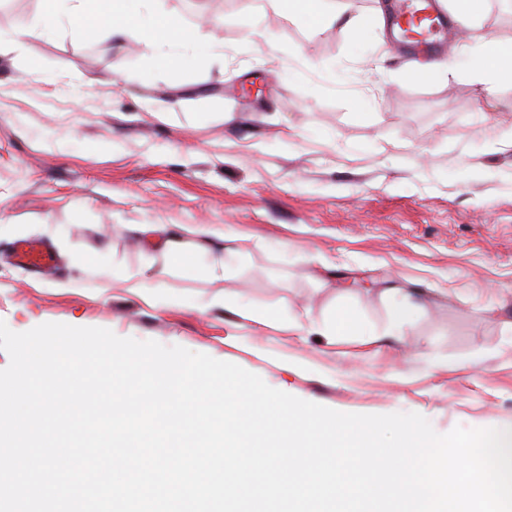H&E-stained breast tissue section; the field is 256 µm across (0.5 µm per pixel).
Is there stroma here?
<instances>
[{
    "instance_id": "stroma-1",
    "label": "stroma",
    "mask_w": 512,
    "mask_h": 512,
    "mask_svg": "<svg viewBox=\"0 0 512 512\" xmlns=\"http://www.w3.org/2000/svg\"><path fill=\"white\" fill-rule=\"evenodd\" d=\"M198 28L222 56L179 48L159 68L142 43L57 32L0 58V320L102 327L235 363L328 408L414 412L440 434L512 427V84L487 103L462 64L475 32L512 36V0L481 29L449 36L447 61L419 80L388 52L376 0L358 31L312 32L269 0H134ZM191 225L235 249L170 263L137 230ZM37 239L58 270L14 263ZM163 283L184 307L160 311L121 283ZM423 289L408 328L385 337L400 291ZM224 291L325 323L349 310L362 345L261 331L195 306Z\"/></svg>"
}]
</instances>
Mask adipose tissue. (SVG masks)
Segmentation results:
<instances>
[{"label":"adipose tissue","mask_w":512,"mask_h":512,"mask_svg":"<svg viewBox=\"0 0 512 512\" xmlns=\"http://www.w3.org/2000/svg\"><path fill=\"white\" fill-rule=\"evenodd\" d=\"M69 13L73 20L90 19L91 29L107 28L112 37L125 39L137 37L146 46L156 52L159 65L170 67L179 61L177 50L183 46H193L202 57H209L211 45L201 43L198 34L183 28L174 16L159 13L148 22H140L130 16L122 15L124 0H68ZM482 66L473 70V81L477 93L483 101H490L499 87L506 82L512 83V38L502 39L483 35L478 37L475 46ZM140 233L158 235L163 239L164 253L175 263L191 260L197 253L206 251L207 246L200 241V228L185 226L180 236L166 235L160 224L139 225ZM204 309H221L236 316L240 321L251 324L257 329L274 328L283 332H295L308 329L309 324L301 316L290 313H274L269 310L243 303L234 293L216 294L208 298Z\"/></svg>","instance_id":"ef3b65f1"}]
</instances>
